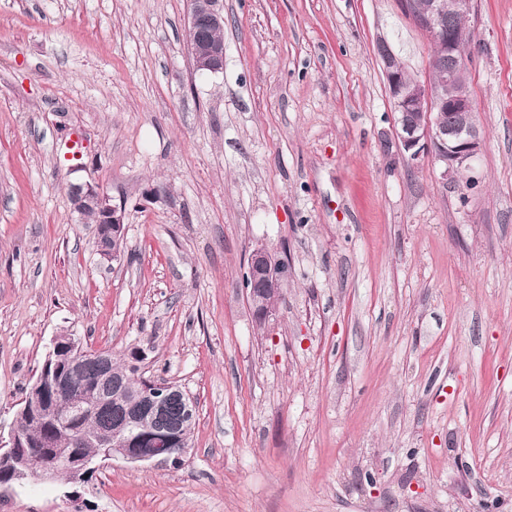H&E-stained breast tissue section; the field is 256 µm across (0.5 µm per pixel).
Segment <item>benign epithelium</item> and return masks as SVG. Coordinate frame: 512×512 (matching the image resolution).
Returning a JSON list of instances; mask_svg holds the SVG:
<instances>
[{"instance_id": "obj_1", "label": "benign epithelium", "mask_w": 512, "mask_h": 512, "mask_svg": "<svg viewBox=\"0 0 512 512\" xmlns=\"http://www.w3.org/2000/svg\"><path fill=\"white\" fill-rule=\"evenodd\" d=\"M187 3L188 46L193 66L202 74L216 73L224 67V41L213 37L214 32L224 29L223 0H187ZM404 7L430 35L439 53L432 57L428 77L422 81L405 70L389 45L382 43L378 47L394 105L397 141L410 159L416 160L426 152L439 164L443 176L457 174L471 167L483 141L475 121L468 78L472 36L466 20L473 0H404ZM72 199L77 212L92 209L99 217L96 233L100 258L107 262L117 259L119 250L112 242L122 231L123 207L92 187H72ZM286 272L287 267L266 249L256 248L250 254L245 290L257 322L265 324L275 315ZM90 358L98 360L100 382L112 380L109 351L89 348L68 334L55 338L30 395L14 414L8 440L0 437V489H12L32 477L53 481L64 468L68 469L69 483L84 484L102 463L113 459L138 466L183 462L187 452L183 442L145 453L133 447L134 439L123 430L103 435L78 434L81 440L97 443L102 452L73 464L69 462L67 449L56 448L47 454L41 443L30 438V422H50L57 429H68L73 416L89 409L91 400L81 380V370ZM46 391L68 395V414L45 416L32 397ZM181 393V387L173 383H146L139 398L128 406V427L150 430L164 416L168 402L179 398Z\"/></svg>"}]
</instances>
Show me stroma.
<instances>
[{"instance_id": "35a3bbf8", "label": "stroma", "mask_w": 512, "mask_h": 512, "mask_svg": "<svg viewBox=\"0 0 512 512\" xmlns=\"http://www.w3.org/2000/svg\"><path fill=\"white\" fill-rule=\"evenodd\" d=\"M223 5L202 75L187 0H0V426L62 332L197 408L181 466L0 512H512V0L467 22L484 146L448 180L395 136L378 45L420 78L433 54L400 0ZM74 184L124 203L119 260ZM258 247L288 264L262 328Z\"/></svg>"}]
</instances>
